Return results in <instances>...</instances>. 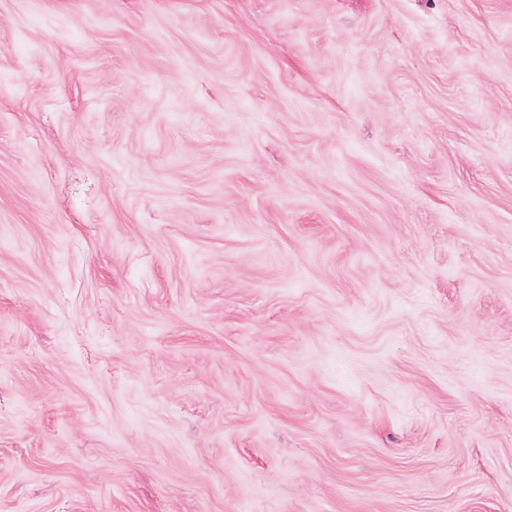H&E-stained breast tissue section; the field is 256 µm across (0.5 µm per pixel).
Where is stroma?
<instances>
[{
  "label": "stroma",
  "instance_id": "35a3bbf8",
  "mask_svg": "<svg viewBox=\"0 0 512 512\" xmlns=\"http://www.w3.org/2000/svg\"><path fill=\"white\" fill-rule=\"evenodd\" d=\"M0 512H512V0H0Z\"/></svg>",
  "mask_w": 512,
  "mask_h": 512
}]
</instances>
